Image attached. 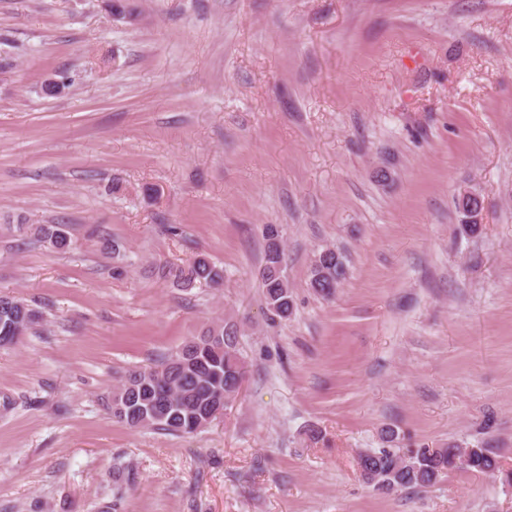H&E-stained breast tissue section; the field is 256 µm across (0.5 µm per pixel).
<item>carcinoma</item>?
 Instances as JSON below:
<instances>
[{
	"instance_id": "1",
	"label": "carcinoma",
	"mask_w": 512,
	"mask_h": 512,
	"mask_svg": "<svg viewBox=\"0 0 512 512\" xmlns=\"http://www.w3.org/2000/svg\"><path fill=\"white\" fill-rule=\"evenodd\" d=\"M281 230L267 237L261 288L269 320L272 323L291 317L294 300L283 268V250L278 241ZM38 241L57 250L70 248V237L63 224L39 229ZM348 273L347 260L338 250L319 251L309 270V286L317 294L330 297ZM167 276L181 288H218L224 274L206 256L200 255L186 266L172 267ZM24 301L0 292V331L14 336L25 334L35 323V313L25 307L19 315L17 305ZM237 330L216 323L208 331L188 340L175 355L154 367L129 371L118 387L126 398L124 414L109 407L118 422L134 429L153 428L178 435L206 427L199 406L208 396L221 390L224 403L238 393L243 379V361L237 348ZM359 468L365 482L378 491L390 493L433 485L443 474L464 468L478 474L501 472L497 452L486 446L472 448H409L405 452L382 448L359 456Z\"/></svg>"
}]
</instances>
